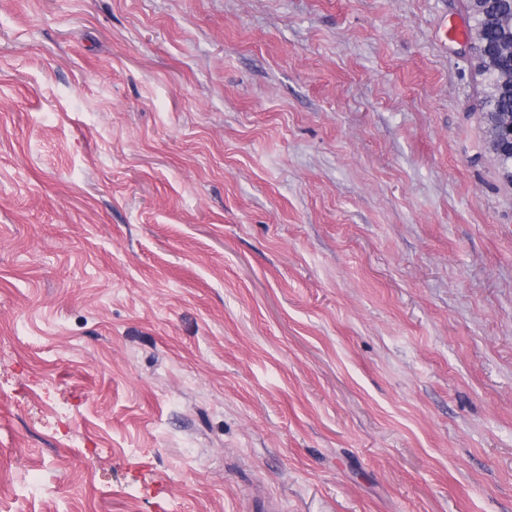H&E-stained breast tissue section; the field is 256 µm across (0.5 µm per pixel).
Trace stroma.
I'll return each mask as SVG.
<instances>
[{
    "mask_svg": "<svg viewBox=\"0 0 512 512\" xmlns=\"http://www.w3.org/2000/svg\"><path fill=\"white\" fill-rule=\"evenodd\" d=\"M468 0H0V512H512V185Z\"/></svg>",
    "mask_w": 512,
    "mask_h": 512,
    "instance_id": "stroma-1",
    "label": "stroma"
}]
</instances>
